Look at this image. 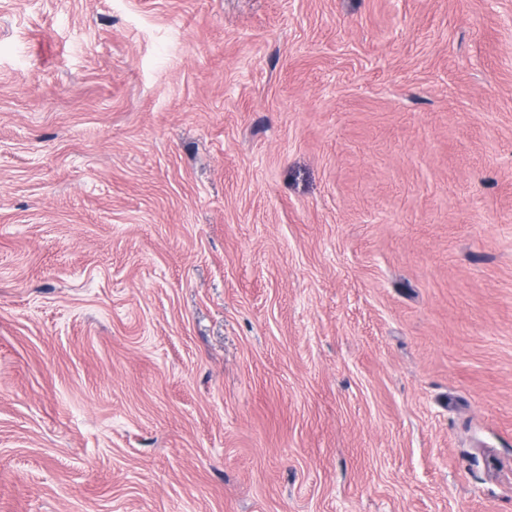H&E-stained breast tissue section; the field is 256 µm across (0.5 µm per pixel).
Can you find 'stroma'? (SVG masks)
<instances>
[{"mask_svg": "<svg viewBox=\"0 0 512 512\" xmlns=\"http://www.w3.org/2000/svg\"><path fill=\"white\" fill-rule=\"evenodd\" d=\"M0 512H512V0H0Z\"/></svg>", "mask_w": 512, "mask_h": 512, "instance_id": "obj_1", "label": "stroma"}]
</instances>
